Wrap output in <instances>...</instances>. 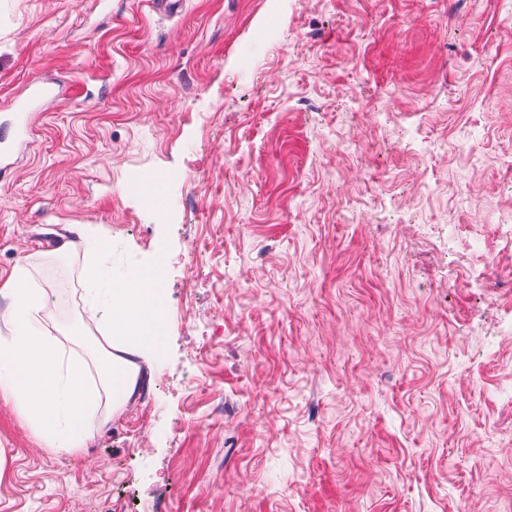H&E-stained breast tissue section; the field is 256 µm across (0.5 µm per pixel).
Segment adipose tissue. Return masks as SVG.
<instances>
[{
	"mask_svg": "<svg viewBox=\"0 0 512 512\" xmlns=\"http://www.w3.org/2000/svg\"><path fill=\"white\" fill-rule=\"evenodd\" d=\"M71 232L54 256L83 254L79 321L86 339L81 346L61 334L49 293L32 265H17L0 283V298L7 302L0 321L10 331L0 338V402L12 405L41 446L60 456L85 448L129 405L143 364L166 339L158 269L134 277L113 275L104 239L82 224Z\"/></svg>",
	"mask_w": 512,
	"mask_h": 512,
	"instance_id": "ef3b65f1",
	"label": "adipose tissue"
}]
</instances>
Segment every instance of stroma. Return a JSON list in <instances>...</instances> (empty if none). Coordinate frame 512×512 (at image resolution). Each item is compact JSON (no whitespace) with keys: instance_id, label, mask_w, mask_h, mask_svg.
<instances>
[{"instance_id":"1","label":"stroma","mask_w":512,"mask_h":512,"mask_svg":"<svg viewBox=\"0 0 512 512\" xmlns=\"http://www.w3.org/2000/svg\"><path fill=\"white\" fill-rule=\"evenodd\" d=\"M0 275L96 225L168 339L0 512H512V0H0ZM164 184L161 210L130 176Z\"/></svg>"}]
</instances>
